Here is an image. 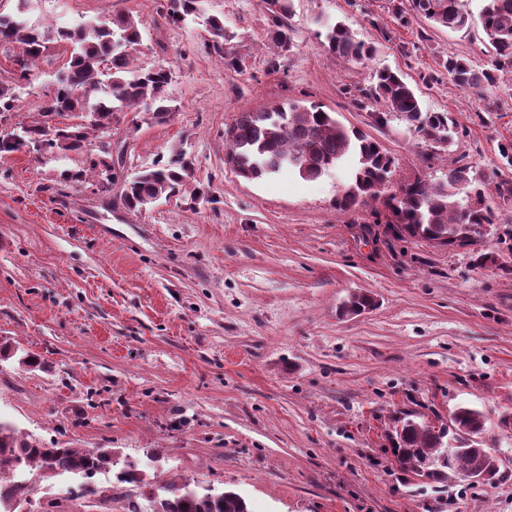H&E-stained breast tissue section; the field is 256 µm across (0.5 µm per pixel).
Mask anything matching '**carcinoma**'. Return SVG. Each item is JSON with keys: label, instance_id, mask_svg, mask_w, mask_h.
I'll return each instance as SVG.
<instances>
[{"label": "carcinoma", "instance_id": "1", "mask_svg": "<svg viewBox=\"0 0 512 512\" xmlns=\"http://www.w3.org/2000/svg\"><path fill=\"white\" fill-rule=\"evenodd\" d=\"M30 0H17L16 12L0 13V46L19 43L23 52L14 58V83L28 80L31 68L53 43L69 49L67 66L57 78L41 119L3 135L0 155L23 150V142L43 135L44 121L67 113L93 112L95 121L58 123L56 137L44 146L46 153L80 151L90 144L89 131L99 137L109 134L118 115L138 108L162 122L176 111L169 88L171 69L136 64L142 41V23L129 14L105 21H87L76 26L47 27L26 19ZM202 0H168L166 21L178 27L197 14ZM272 25L268 40L281 53L291 52L293 41L286 19L291 0H265ZM391 11L401 24L408 16L427 20L436 28L460 31L470 26V14L462 0H391ZM478 22L486 38L488 60L475 65L453 54L443 61L448 77L458 86L480 91L497 80V73L512 71V0H483ZM209 41L206 47L225 55L231 41L224 21L217 15L206 19ZM325 51L344 63L362 62L375 53V46L356 37L347 24L337 21L318 33ZM14 88H0V121L14 110ZM376 102L374 121L384 125L395 117L405 122L432 148L446 151L459 135L448 112L423 110L414 86L398 71L379 69L371 84L360 90L358 105ZM226 137L229 147L225 164L246 180L266 174L288 173L303 180H315L339 167L348 157L355 159L349 182L336 198L335 207L349 212L370 200L379 201L389 211L393 229L411 238L436 241L440 246L464 247L484 224H495L498 215L491 195L512 200V181L490 184L487 176L471 165L448 167L441 176L417 178L402 185L395 194L384 195L393 159L380 143L357 127H347L317 104L274 105L263 112H239ZM87 172L64 170L59 179L70 186L85 182L87 174L96 181L102 196L121 179L124 206L142 211L186 185L192 161L179 150L159 159L131 176L124 175L122 154L102 150L87 157ZM375 306L374 298L354 291L339 305L342 316H353ZM485 414L474 407L459 405L450 413L449 423L436 425L407 416L394 427L393 454L401 470L413 473L436 487L453 477L468 478L471 472L497 461L491 449L483 447ZM463 445L447 453L450 442ZM102 471L116 473L121 483H141L136 465L122 460L110 450L48 447L32 440L10 422L0 418V512H19L28 501L30 485L23 477L51 480L63 475L91 479ZM151 512H248L245 500L232 491L192 488L186 483L168 482L151 497Z\"/></svg>", "mask_w": 512, "mask_h": 512}]
</instances>
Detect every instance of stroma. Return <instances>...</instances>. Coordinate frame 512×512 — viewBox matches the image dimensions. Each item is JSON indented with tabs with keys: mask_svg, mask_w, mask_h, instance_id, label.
Here are the masks:
<instances>
[{
	"mask_svg": "<svg viewBox=\"0 0 512 512\" xmlns=\"http://www.w3.org/2000/svg\"><path fill=\"white\" fill-rule=\"evenodd\" d=\"M161 2L32 0L28 13L59 26L139 19L137 59L172 69L178 110L161 123L122 116L111 142L129 173L178 149L193 161L188 189L130 211L121 184L109 205L92 183L60 187L59 171L86 168V153L0 156V344L42 363L0 362V416L44 444L112 449L145 474L135 486L99 473L97 495L79 498L65 479H40L30 512H126L168 481L236 492L250 512H512V433L498 427L512 411V251L498 241L512 202L499 204L497 229L435 247L395 235L382 205L336 211L348 166L315 181L246 180L224 163L237 113L314 102L393 157L385 193L462 163L512 180L499 154L512 142V72L479 92L457 86L440 64L451 53L485 64L481 27L403 25L389 0H293V48L273 69L264 0H205L224 17L234 68L207 48L202 20L169 25ZM339 19L375 44L373 57L325 52L320 25ZM67 58L51 45L0 131L38 119ZM382 67L402 71L425 110L452 114L460 134L448 151L356 105ZM424 72L438 82L422 84ZM488 252L496 263L477 264ZM354 290L376 307L340 316ZM461 404L484 412L500 476L422 486L394 464V419L445 421Z\"/></svg>",
	"mask_w": 512,
	"mask_h": 512,
	"instance_id": "obj_1",
	"label": "stroma"
}]
</instances>
